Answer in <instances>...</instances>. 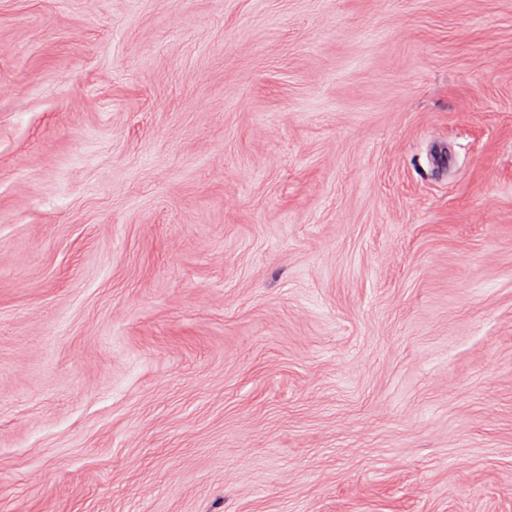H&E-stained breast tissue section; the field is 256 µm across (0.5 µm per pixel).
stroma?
Masks as SVG:
<instances>
[{
  "label": "stroma",
  "instance_id": "obj_1",
  "mask_svg": "<svg viewBox=\"0 0 512 512\" xmlns=\"http://www.w3.org/2000/svg\"><path fill=\"white\" fill-rule=\"evenodd\" d=\"M0 512H512V0H0Z\"/></svg>",
  "mask_w": 512,
  "mask_h": 512
}]
</instances>
